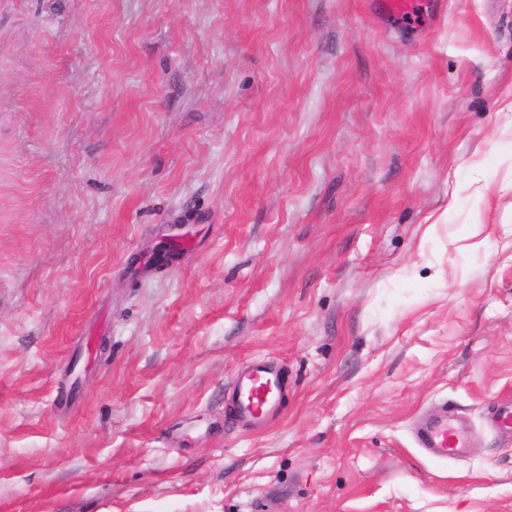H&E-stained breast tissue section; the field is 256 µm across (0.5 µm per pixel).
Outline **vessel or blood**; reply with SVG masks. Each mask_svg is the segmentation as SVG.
Wrapping results in <instances>:
<instances>
[{
	"mask_svg": "<svg viewBox=\"0 0 512 512\" xmlns=\"http://www.w3.org/2000/svg\"><path fill=\"white\" fill-rule=\"evenodd\" d=\"M287 390L288 376L282 368L257 358L237 372L227 403L236 416L261 423L276 412L278 402ZM489 421L497 433L512 435V402L496 404ZM471 432L468 420L443 410L423 421L414 438L428 456L445 460L464 454L471 441Z\"/></svg>",
	"mask_w": 512,
	"mask_h": 512,
	"instance_id": "obj_1",
	"label": "vessel or blood"
}]
</instances>
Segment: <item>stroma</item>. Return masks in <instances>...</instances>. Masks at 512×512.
Returning a JSON list of instances; mask_svg holds the SVG:
<instances>
[{
	"mask_svg": "<svg viewBox=\"0 0 512 512\" xmlns=\"http://www.w3.org/2000/svg\"><path fill=\"white\" fill-rule=\"evenodd\" d=\"M510 101L512 0H0V512H512ZM288 392V375L277 364L255 358L240 369L229 391L227 404L238 417L263 423L272 416L280 398ZM489 421L492 428L499 434L512 435V402L496 404L490 412ZM471 426L468 420L444 408L423 421L416 429L414 438L419 448L436 460L458 457L469 448Z\"/></svg>",
	"mask_w": 512,
	"mask_h": 512,
	"instance_id": "1",
	"label": "stroma"
}]
</instances>
